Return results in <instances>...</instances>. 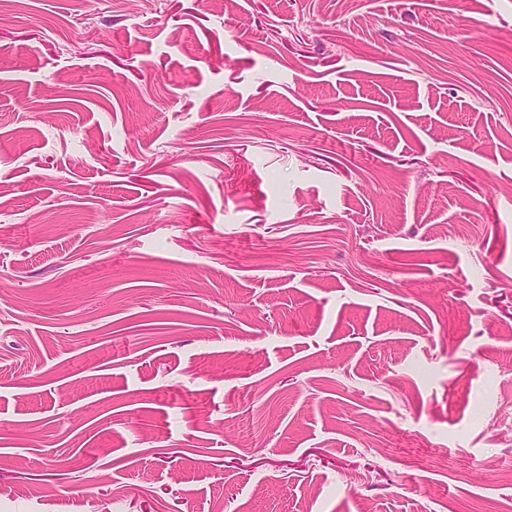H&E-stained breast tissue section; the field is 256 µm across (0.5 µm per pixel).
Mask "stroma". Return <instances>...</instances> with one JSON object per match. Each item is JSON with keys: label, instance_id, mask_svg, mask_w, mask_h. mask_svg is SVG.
I'll list each match as a JSON object with an SVG mask.
<instances>
[{"label": "stroma", "instance_id": "35a3bbf8", "mask_svg": "<svg viewBox=\"0 0 512 512\" xmlns=\"http://www.w3.org/2000/svg\"><path fill=\"white\" fill-rule=\"evenodd\" d=\"M0 512H512V0H0Z\"/></svg>", "mask_w": 512, "mask_h": 512}]
</instances>
